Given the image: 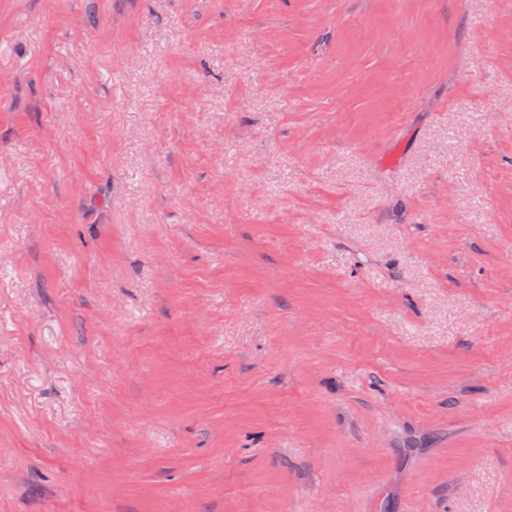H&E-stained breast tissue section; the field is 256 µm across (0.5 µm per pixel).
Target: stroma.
Returning a JSON list of instances; mask_svg holds the SVG:
<instances>
[{"label": "stroma", "instance_id": "obj_1", "mask_svg": "<svg viewBox=\"0 0 512 512\" xmlns=\"http://www.w3.org/2000/svg\"><path fill=\"white\" fill-rule=\"evenodd\" d=\"M0 512H512V0H0Z\"/></svg>", "mask_w": 512, "mask_h": 512}]
</instances>
